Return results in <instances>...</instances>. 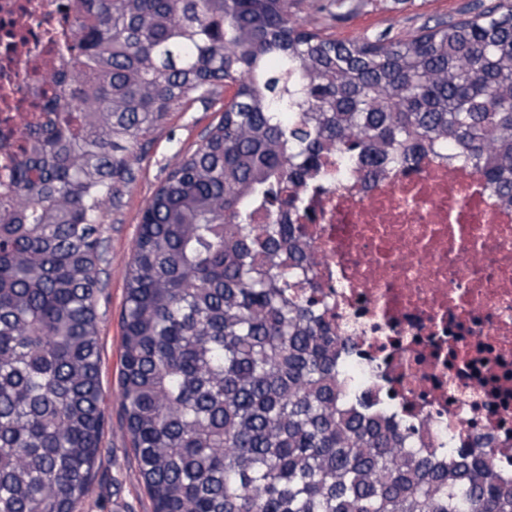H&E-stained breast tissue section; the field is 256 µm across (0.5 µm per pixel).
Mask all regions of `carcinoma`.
Here are the masks:
<instances>
[{
  "label": "carcinoma",
  "instance_id": "obj_1",
  "mask_svg": "<svg viewBox=\"0 0 512 512\" xmlns=\"http://www.w3.org/2000/svg\"><path fill=\"white\" fill-rule=\"evenodd\" d=\"M72 100L48 97L0 199V512H74L104 426L96 298L106 202L174 105L236 87L139 221L119 401L153 512H512L486 454L448 467L369 408L305 276L257 208L336 150L439 149L512 204V0L390 38L302 28L291 0H92Z\"/></svg>",
  "mask_w": 512,
  "mask_h": 512
}]
</instances>
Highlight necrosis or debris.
Here are the masks:
<instances>
[{"instance_id":"necrosis-or-debris-1","label":"necrosis or debris","mask_w":512,"mask_h":512,"mask_svg":"<svg viewBox=\"0 0 512 512\" xmlns=\"http://www.w3.org/2000/svg\"><path fill=\"white\" fill-rule=\"evenodd\" d=\"M88 0H0V197L47 89L61 102ZM282 221L302 225L344 361L413 451L473 450L512 485V204L437 150L371 171L331 155Z\"/></svg>"}]
</instances>
